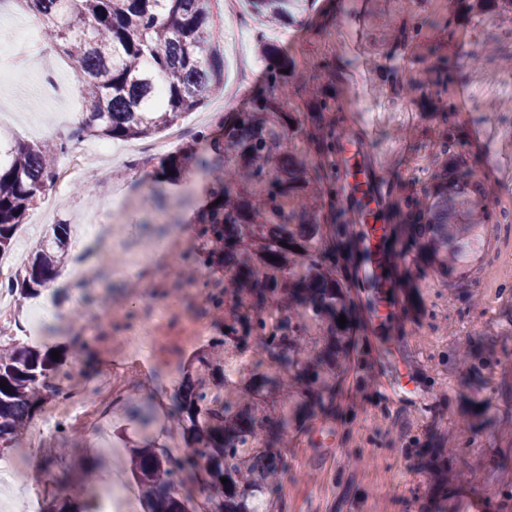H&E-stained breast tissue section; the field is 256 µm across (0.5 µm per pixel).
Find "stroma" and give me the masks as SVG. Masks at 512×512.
Wrapping results in <instances>:
<instances>
[{
	"instance_id": "stroma-1",
	"label": "stroma",
	"mask_w": 512,
	"mask_h": 512,
	"mask_svg": "<svg viewBox=\"0 0 512 512\" xmlns=\"http://www.w3.org/2000/svg\"><path fill=\"white\" fill-rule=\"evenodd\" d=\"M467 2L307 0L288 29L269 33L295 62L288 104L303 103L314 81L335 88L347 136L355 134L357 114L380 125L368 152L385 158L374 171L385 216H392L401 196L418 191L434 170L449 164L450 155L436 151L449 139L457 152L473 158L475 177L489 199L501 200L502 210L512 213V10L502 0H483L481 9L470 11ZM432 14L448 19V26L424 27L419 40L404 41L408 28ZM213 25L221 33L226 77L220 92L180 120L189 139L263 87L266 62L255 51L253 35L237 36L227 14ZM7 48L0 38V131L35 143L51 138L82 109L77 79L67 59L54 54L34 61L26 78L16 77ZM445 54L458 65L445 96L430 89L408 92V84L422 81L425 69ZM366 56L377 62L369 72V95L354 88V73ZM328 58L347 61L342 75L323 70ZM48 67L66 95L53 99L39 91L38 78ZM462 88L470 92L468 104L451 130L439 113ZM480 129L491 143L475 138ZM126 162L121 152L102 157L62 197L45 189L15 236L16 260L61 219L88 239L70 266L92 280V287L66 292L52 307L62 314L84 309L92 331L80 334L63 319L47 320L30 300L9 318L63 347L76 384L104 413L93 428L70 418L66 430L45 432L32 421L21 447L5 454L50 473L53 481L30 491L0 481V512H33L36 498L51 507L83 482L88 463L98 472L92 490L100 498L111 496L112 479L131 481L130 445L165 448L179 436L171 415L179 386L174 368L200 349L187 334L190 321L205 325L207 340L224 333L223 314L206 297L178 286L183 256L199 245L192 220L205 185L159 195L152 189L153 166L135 175ZM95 182L105 183L107 192L91 191ZM115 218L124 224L129 246L149 236L174 238L180 246L154 258L137 276L121 274L112 262L115 248L99 235L101 225ZM483 236L485 248L449 275H423L413 265L390 267L393 313L386 331L369 329L372 297L359 289L361 323L336 414L317 416L309 430L293 433L290 467L267 512H467L477 495L494 507L512 498V280L502 285L489 277L501 248L512 245V222L485 225ZM152 297L168 311L163 332L142 352L123 337L147 318L145 302ZM402 370L414 381L412 396L392 398L377 389V379ZM143 401L153 415L145 429L129 421L133 403ZM439 482L460 488L461 496L438 502L433 489Z\"/></svg>"
}]
</instances>
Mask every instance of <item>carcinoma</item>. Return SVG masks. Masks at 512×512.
I'll list each match as a JSON object with an SVG mask.
<instances>
[{"instance_id":"obj_1","label":"carcinoma","mask_w":512,"mask_h":512,"mask_svg":"<svg viewBox=\"0 0 512 512\" xmlns=\"http://www.w3.org/2000/svg\"><path fill=\"white\" fill-rule=\"evenodd\" d=\"M41 24L39 50L61 53L81 81L88 118L52 144L0 138V254L12 250L19 226L51 182L54 158L86 137L130 141L172 129L219 89L224 53L202 20L220 0H14ZM248 15L286 27L297 0H246ZM260 57H279L264 72L265 91L238 112H226L203 134L210 154L194 160L210 176L198 224L203 248L187 258L221 272L209 300L224 312V338L195 368L181 370L172 404L186 442L179 454L134 448L131 470L144 512H189V482L201 479L203 512H259L278 494L288 471V434L336 398L355 350L357 314L352 271L359 261L352 215L341 196V133L329 113L336 95L314 85L305 111L286 110L293 70L279 45L255 33ZM456 63L441 57L425 84L448 91ZM190 157L159 160L157 175L181 184ZM397 203L382 244L434 273H448V255L472 250L485 224L500 223L482 202L483 183L467 158ZM71 224L46 229L6 289L16 300L41 294L72 253ZM301 251L296 252L294 248ZM347 324L339 326V316ZM252 353L254 366L230 377L224 357ZM64 357L0 335V446L18 445L32 418L70 394ZM228 482L223 483L221 479Z\"/></svg>"}]
</instances>
